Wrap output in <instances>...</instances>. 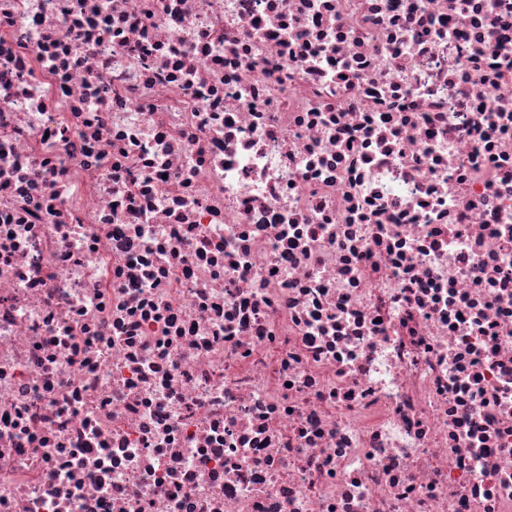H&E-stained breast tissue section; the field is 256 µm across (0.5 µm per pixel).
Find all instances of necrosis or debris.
<instances>
[{
  "instance_id": "necrosis-or-debris-1",
  "label": "necrosis or debris",
  "mask_w": 512,
  "mask_h": 512,
  "mask_svg": "<svg viewBox=\"0 0 512 512\" xmlns=\"http://www.w3.org/2000/svg\"><path fill=\"white\" fill-rule=\"evenodd\" d=\"M0 512H512V0H0Z\"/></svg>"
}]
</instances>
